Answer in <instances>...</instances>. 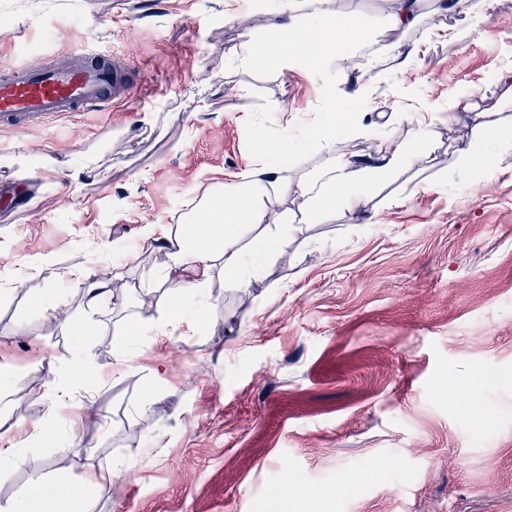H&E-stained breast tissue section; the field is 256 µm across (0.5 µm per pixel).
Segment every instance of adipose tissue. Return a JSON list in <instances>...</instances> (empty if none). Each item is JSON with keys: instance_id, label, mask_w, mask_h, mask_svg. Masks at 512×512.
I'll use <instances>...</instances> for the list:
<instances>
[{"instance_id": "obj_1", "label": "adipose tissue", "mask_w": 512, "mask_h": 512, "mask_svg": "<svg viewBox=\"0 0 512 512\" xmlns=\"http://www.w3.org/2000/svg\"><path fill=\"white\" fill-rule=\"evenodd\" d=\"M307 6V21L292 14L273 22L265 37L247 41L236 54L242 67L279 70L294 57L305 61L318 56L343 59L350 45L364 37L358 0H353L344 13L330 9L329 0H308ZM356 93L354 84L346 83L333 98L337 120L312 128L306 136L308 146L323 156L318 171L296 176L284 166L256 168L243 180L225 185L220 207L206 208L194 223L166 230L161 244L169 259L168 268L179 272L183 287L176 300L162 308L157 334H164L166 325L174 321L196 327V320L184 315L185 304L202 302L215 264H222L228 279L244 283L264 257L287 247L289 239L300 235L303 225L321 222L339 206L346 207L356 222H363L369 190L398 180L410 165L430 162L433 131L422 122L416 125L412 144L398 143L363 154H337L335 142L346 128V102ZM449 108L463 113L470 129L469 142L458 151L461 166L512 150V133L478 102L457 100ZM284 197L296 202V218L273 211L274 201ZM247 225L262 227L265 243L263 249L249 254L240 245L242 229ZM81 468L79 478L60 476L51 491L46 490L42 479L31 480L9 512H88L103 488L102 475L89 463H82Z\"/></svg>"}]
</instances>
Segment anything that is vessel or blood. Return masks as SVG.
Listing matches in <instances>:
<instances>
[{
	"mask_svg": "<svg viewBox=\"0 0 512 512\" xmlns=\"http://www.w3.org/2000/svg\"><path fill=\"white\" fill-rule=\"evenodd\" d=\"M133 62L79 47L71 61L38 59L0 71V127L17 132L56 113L96 112L127 100L137 87Z\"/></svg>",
	"mask_w": 512,
	"mask_h": 512,
	"instance_id": "b4317fda",
	"label": "vessel or blood"
}]
</instances>
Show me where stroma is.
Segmentation results:
<instances>
[{"label":"stroma","instance_id":"obj_1","mask_svg":"<svg viewBox=\"0 0 512 512\" xmlns=\"http://www.w3.org/2000/svg\"><path fill=\"white\" fill-rule=\"evenodd\" d=\"M468 3L420 0L417 26L396 30L362 0L350 67L379 45L383 69L347 103L362 135L336 151L408 141L422 118L435 131L432 164L373 193L377 223L339 208L249 283L215 269L186 310L197 329L156 337L127 329L157 321L141 291L158 306L178 291L163 229L257 167L316 170L304 130L334 118L336 64L250 70L231 54L305 0H0V68L85 45L145 76L107 111L0 129V364L17 371L0 440L26 457L0 467V512L88 457L105 477L91 512H512V154L475 178L457 162L469 129L448 118L464 97L497 108L512 0L478 16ZM396 194L406 203L384 206ZM114 269L111 297L88 310L85 280ZM44 292L58 323L31 304ZM67 318L96 324L100 377L57 409ZM46 418L49 439L33 432Z\"/></svg>","mask_w":512,"mask_h":512}]
</instances>
